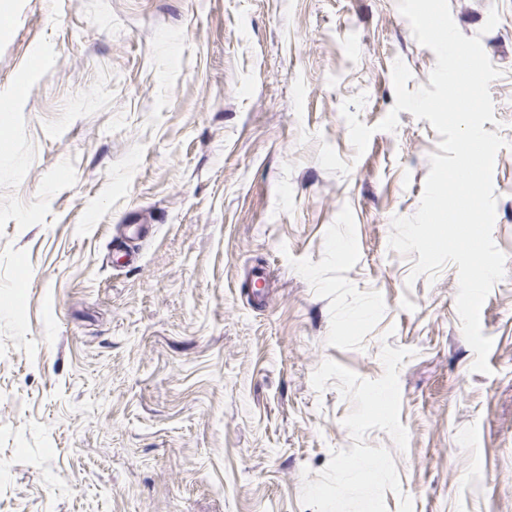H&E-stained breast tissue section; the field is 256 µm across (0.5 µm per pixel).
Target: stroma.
<instances>
[{
    "label": "stroma",
    "instance_id": "obj_1",
    "mask_svg": "<svg viewBox=\"0 0 512 512\" xmlns=\"http://www.w3.org/2000/svg\"><path fill=\"white\" fill-rule=\"evenodd\" d=\"M449 5L501 72L487 374L457 266L414 279L389 247L437 133L403 111L359 157L341 113L362 93L382 121L395 61L429 82L397 0H0V512H312L305 480L353 445L312 375L378 379L386 345L412 352L406 450L366 436L388 512H512V0Z\"/></svg>",
    "mask_w": 512,
    "mask_h": 512
}]
</instances>
